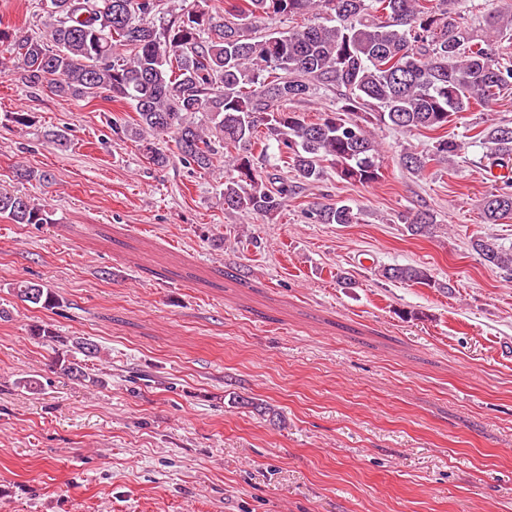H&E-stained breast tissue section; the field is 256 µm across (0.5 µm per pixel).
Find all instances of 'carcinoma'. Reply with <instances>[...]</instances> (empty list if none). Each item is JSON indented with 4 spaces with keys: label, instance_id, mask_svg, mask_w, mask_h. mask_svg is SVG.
Instances as JSON below:
<instances>
[{
    "label": "carcinoma",
    "instance_id": "1",
    "mask_svg": "<svg viewBox=\"0 0 512 512\" xmlns=\"http://www.w3.org/2000/svg\"><path fill=\"white\" fill-rule=\"evenodd\" d=\"M161 0H47L37 31L6 52L18 60L29 88L47 85L74 100L102 95L133 104L137 120L112 121L119 141L131 140L157 166L170 160L158 143L174 142L179 160L199 173L225 159L224 208L255 218L287 205L297 188L332 170L365 185L382 178V160L371 127L412 132L443 130L450 118L477 105L488 108L512 86V64L495 44L512 36V10H490L481 34L455 11V0H192L162 24L154 23ZM302 17L298 29L254 36L264 18ZM322 88L344 90L342 106L311 121L287 105ZM486 148L488 169L512 167V123H492L473 135ZM291 161L288 178L266 164L270 141ZM461 145L435 137L427 152L405 150L402 166L422 174L430 162L453 160ZM483 223L512 219V176L500 175L484 198ZM313 224H355L346 204L314 202L305 211ZM0 217L15 224H52L46 204L0 188ZM413 235L432 236L433 217L417 210L403 216ZM483 261L512 272V248L490 236L472 242ZM390 282L442 288L422 265H387ZM18 300L37 308L60 305L44 283L21 280ZM43 343H72L82 359L55 358L58 373L87 381L83 359L98 346L60 336L35 324Z\"/></svg>",
    "mask_w": 512,
    "mask_h": 512
}]
</instances>
